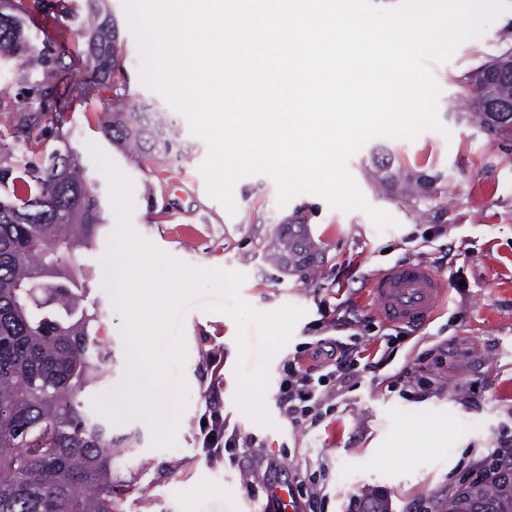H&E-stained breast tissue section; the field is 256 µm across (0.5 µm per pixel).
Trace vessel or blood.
Segmentation results:
<instances>
[{
  "instance_id": "b4317fda",
  "label": "vessel or blood",
  "mask_w": 512,
  "mask_h": 512,
  "mask_svg": "<svg viewBox=\"0 0 512 512\" xmlns=\"http://www.w3.org/2000/svg\"><path fill=\"white\" fill-rule=\"evenodd\" d=\"M447 295L445 281L424 263H397L368 283L373 309L392 323L418 324L434 314Z\"/></svg>"
}]
</instances>
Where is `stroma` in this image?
Listing matches in <instances>:
<instances>
[{"label":"stroma","mask_w":512,"mask_h":512,"mask_svg":"<svg viewBox=\"0 0 512 512\" xmlns=\"http://www.w3.org/2000/svg\"><path fill=\"white\" fill-rule=\"evenodd\" d=\"M38 27L30 35L52 52L85 48L87 9L65 15L71 0H25ZM125 50L124 93L143 126L175 128L179 136L165 153L141 158L102 137L98 117L110 109V91L77 97L59 111L23 79L18 62L0 67V113H63L62 135L48 147L70 144L93 182L107 223L96 248L71 263L90 268L88 302L103 316L100 334L112 353V373L102 392L115 389L127 371L123 319L104 286V259L116 216L108 181L90 149L98 147L130 184V222L154 248L193 269L223 268L244 273L240 298L261 311L286 305L304 309L290 341L268 362L265 404L271 419L253 420L238 402L237 325L219 311L223 298L197 295L183 310L185 359L166 387L179 416L173 441L157 447L150 423L134 418L112 426L113 435L134 434L137 449L115 464V479L126 482L114 512H264L265 497L247 494L249 483L277 484L295 477L313 481L324 494L323 512H350L364 487L384 489L391 512H436L460 479L481 469V458L496 437L512 431V133L493 136L470 122L466 77L484 61L512 48V0L476 37L461 43L443 62L427 66L440 88L441 131L414 139L377 137L347 163L368 210L343 211L321 196L301 193L280 203L272 176L256 173L233 187L235 212L206 191L200 172L209 147L190 131L187 119L141 79L142 57L124 0H107ZM393 158L407 173L434 176L453 199L448 209L432 203L421 220L402 199L381 159ZM396 224L378 230L369 209ZM307 224L318 243L306 265L318 276L304 285L299 274H283L266 251L268 239L286 222ZM420 261L441 275L448 299L427 323L394 325L367 298L366 284L391 265ZM355 319L367 355L381 336L397 341L387 365L344 385L332 412L304 429L291 426L276 406L279 380L289 357L303 343L332 335L325 308ZM224 417L253 437L256 445L236 457H206L198 444L200 422L210 398Z\"/></svg>","instance_id":"stroma-1"}]
</instances>
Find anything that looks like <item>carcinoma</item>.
<instances>
[{"label":"carcinoma","mask_w":512,"mask_h":512,"mask_svg":"<svg viewBox=\"0 0 512 512\" xmlns=\"http://www.w3.org/2000/svg\"><path fill=\"white\" fill-rule=\"evenodd\" d=\"M92 15L97 22L85 32L86 49L54 58L31 39L27 21L34 17L24 0H0V55L21 59L28 77L42 76L41 90L55 97L61 111L74 94L111 86L112 108L102 113L99 131L145 155L156 143L146 144L147 130L115 81L124 67L117 28L108 11L96 7ZM508 67L512 48L468 77L472 110L492 134L512 131V115L497 120L487 106L489 98L512 105V74L487 99L478 92L479 81ZM89 68L90 76L80 77ZM4 119L13 128V145L0 147V512H112L126 488L112 482V461L127 439L113 438L106 418L85 411L80 400L109 378L111 353L97 337L98 309L86 304L91 271L65 262L98 240L103 210L69 146L41 149L53 132L42 116ZM403 192L411 202L425 200L421 182L411 175ZM284 247L293 255L308 251L298 229L288 231L286 243L274 236L272 261ZM359 498L375 512L389 508L378 488L363 490ZM440 508L512 512V477H488Z\"/></svg>","instance_id":"carcinoma-1"}]
</instances>
